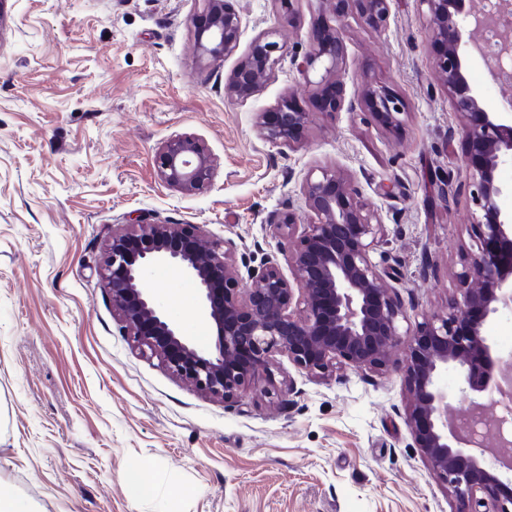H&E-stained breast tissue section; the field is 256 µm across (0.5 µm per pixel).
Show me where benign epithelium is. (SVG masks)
<instances>
[{
  "label": "benign epithelium",
  "instance_id": "obj_1",
  "mask_svg": "<svg viewBox=\"0 0 512 512\" xmlns=\"http://www.w3.org/2000/svg\"><path fill=\"white\" fill-rule=\"evenodd\" d=\"M197 57L207 65L234 55L242 20L226 0H204ZM322 6L349 7L360 22L381 29L390 16V0H309ZM437 48L433 64L462 122L466 149L461 158L470 187L474 216L472 252L461 274L458 296L448 311L419 323L402 337L403 309L392 296L386 272L370 252L379 243V222L363 204L352 177L333 166H317L302 181L310 221L301 226L291 213L270 221L278 251L286 256L284 275L277 256L264 253L236 263L231 248L205 242L196 224L138 222L112 235L105 258L106 283L112 304L139 346L159 357L174 376L209 396L236 401L240 391L264 370L270 357L284 354L300 370L323 375L338 365L388 367L392 348L405 344L403 378L408 400L407 424L415 447L457 502L455 512H512V485L483 465L484 448L460 427L448 426V387L440 383L448 367L457 370L460 391L481 398L473 410L485 413L499 398L512 401V354L493 350L482 334L488 319L512 311V212L498 198L507 191L495 177L512 162V111L489 112L463 73L462 57L476 49L463 41V22L493 25L497 12L512 0H496L478 9V0H419ZM269 28L252 42L225 77L224 94L237 100L252 97L274 76L282 47ZM345 48L336 27L309 44L300 71L317 93L326 94L323 111L332 115L360 106L386 130L403 123L404 102L382 85L364 84L357 98L345 101L339 75ZM323 69L318 80L310 73ZM273 112L259 114L264 141L292 147L309 129L310 113L281 101ZM158 177L185 194L209 183L213 160L205 144L191 135H176L155 156ZM180 266L198 289L199 312L210 323L213 340L198 346L165 315L142 288L145 273ZM247 269L252 288L241 297Z\"/></svg>",
  "mask_w": 512,
  "mask_h": 512
}]
</instances>
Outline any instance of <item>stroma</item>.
Listing matches in <instances>:
<instances>
[{
    "mask_svg": "<svg viewBox=\"0 0 512 512\" xmlns=\"http://www.w3.org/2000/svg\"><path fill=\"white\" fill-rule=\"evenodd\" d=\"M240 52L269 27L284 53L247 101L227 98L235 58L196 55L203 0H0V485L29 512H454L406 424L404 347L388 368L320 376L273 355L232 404L175 378L139 349L105 282L125 224H196L235 256L277 250L269 219L310 214L302 180L317 165L352 176L377 212L371 254L406 314L401 331L445 312L468 262V192L441 207L436 177L458 175L461 121L434 69L418 0H393L385 29L345 13V98L365 81L407 105L400 131L369 113L322 112L299 65L323 20L310 0H228ZM311 114L293 149L266 143L259 113L282 99ZM191 135L214 171L201 193L165 185L164 143ZM164 309L207 346L198 290L176 266L145 277ZM146 462L155 492L131 498Z\"/></svg>",
    "mask_w": 512,
    "mask_h": 512,
    "instance_id": "obj_1",
    "label": "stroma"
}]
</instances>
